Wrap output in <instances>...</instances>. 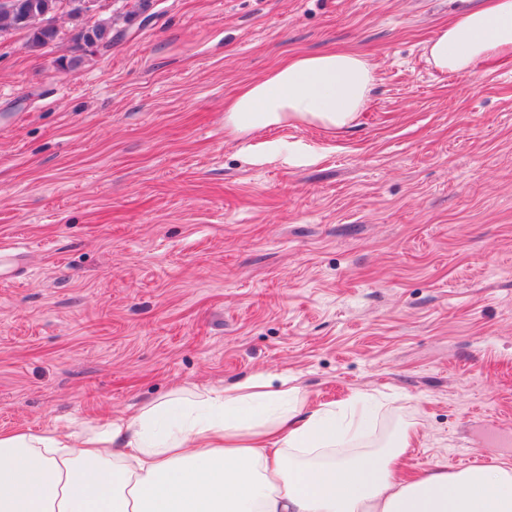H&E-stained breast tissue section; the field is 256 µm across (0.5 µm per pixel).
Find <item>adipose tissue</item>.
<instances>
[{"label": "adipose tissue", "mask_w": 512, "mask_h": 512, "mask_svg": "<svg viewBox=\"0 0 512 512\" xmlns=\"http://www.w3.org/2000/svg\"><path fill=\"white\" fill-rule=\"evenodd\" d=\"M462 77L512 56V0H467L424 46ZM376 68L333 50L289 58L224 109L250 135L283 125L340 133L370 102ZM306 404L292 375L170 398L61 434H0V512H512V466L407 473L411 425L368 443L369 406Z\"/></svg>", "instance_id": "adipose-tissue-1"}]
</instances>
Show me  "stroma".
Instances as JSON below:
<instances>
[{
	"mask_svg": "<svg viewBox=\"0 0 512 512\" xmlns=\"http://www.w3.org/2000/svg\"><path fill=\"white\" fill-rule=\"evenodd\" d=\"M0 37V432L67 428L293 374L384 399L414 472L512 463V57L464 78L423 47L460 0H100ZM376 66L340 134L237 137L224 105L299 53ZM79 40H82L84 44L81 45ZM72 41L74 44L72 46L74 54L69 57L59 58L60 66L62 68H67L70 71L76 70L80 66L83 54L88 51V49L100 46L105 48L111 47L112 18H94L92 16L91 19L79 30V34H75ZM78 51L83 53L75 54Z\"/></svg>",
	"mask_w": 512,
	"mask_h": 512,
	"instance_id": "stroma-1",
	"label": "stroma"
}]
</instances>
